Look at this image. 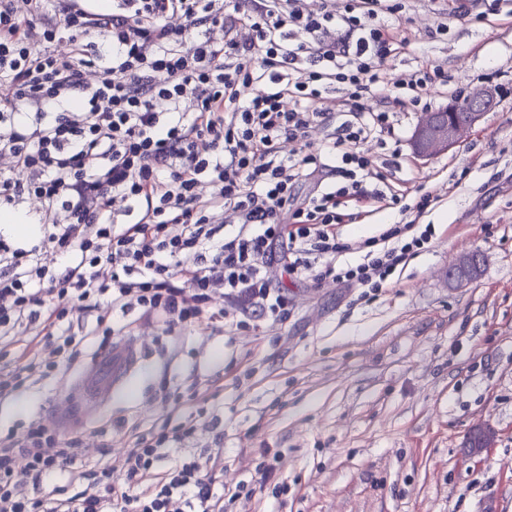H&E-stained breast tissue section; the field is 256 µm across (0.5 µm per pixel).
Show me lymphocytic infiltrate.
Wrapping results in <instances>:
<instances>
[{"label":"lymphocytic infiltrate","mask_w":512,"mask_h":512,"mask_svg":"<svg viewBox=\"0 0 512 512\" xmlns=\"http://www.w3.org/2000/svg\"><path fill=\"white\" fill-rule=\"evenodd\" d=\"M412 0H0V206L39 203L37 243L0 236V401L37 366L71 370L94 318L140 312L167 331L286 324L271 277L332 279L379 290L433 237L423 193L367 190L382 180L364 146L390 133L388 104L431 111L452 77L421 64L389 78L413 33ZM68 41L71 52L55 53ZM331 127L321 142L316 129ZM291 150H284V143ZM313 182L296 200L294 188ZM389 199L399 221L338 239L347 209ZM123 203L128 222L111 212ZM362 252L360 262L343 254ZM224 307L214 308L215 298ZM164 413L131 429L121 468L86 462L83 438L40 424L0 438V512H224L207 470L213 446L165 471L194 437L198 392H162ZM196 406L183 416L182 406ZM51 491H44V484Z\"/></svg>","instance_id":"lymphocytic-infiltrate-1"}]
</instances>
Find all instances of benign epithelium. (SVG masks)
Returning a JSON list of instances; mask_svg holds the SVG:
<instances>
[{
    "label": "benign epithelium",
    "instance_id": "1",
    "mask_svg": "<svg viewBox=\"0 0 512 512\" xmlns=\"http://www.w3.org/2000/svg\"><path fill=\"white\" fill-rule=\"evenodd\" d=\"M494 98L495 93L492 87L480 86L470 91V106L459 118L442 122L436 113H425V117L420 120L413 134L414 152L423 159H429L455 147L485 118L492 109ZM472 264L477 267V272H482L483 258L480 254L468 252L460 255L448 267V282L459 285L474 281L472 277L456 275L458 269ZM496 439L495 430L483 424L469 432L464 439L463 447L467 448L469 454L477 455L487 448L494 447Z\"/></svg>",
    "mask_w": 512,
    "mask_h": 512
}]
</instances>
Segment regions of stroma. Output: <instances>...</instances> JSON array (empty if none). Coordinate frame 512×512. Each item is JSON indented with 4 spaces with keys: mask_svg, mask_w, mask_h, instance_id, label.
<instances>
[{
    "mask_svg": "<svg viewBox=\"0 0 512 512\" xmlns=\"http://www.w3.org/2000/svg\"><path fill=\"white\" fill-rule=\"evenodd\" d=\"M432 8L416 0L411 25L422 37L395 68L447 66L453 80L433 93V111L486 74L512 87L507 5L481 0L484 19L456 20L437 39L425 35ZM390 120L392 134L368 149L394 191L420 185L439 196L424 218L434 230L428 249L367 298L328 280L280 278L296 311L282 327L170 334L137 320L124 331L139 345L132 374L82 428L120 416L150 425L163 412L152 399L160 384L183 392L216 383L224 446L212 475L228 495L241 482L255 489L227 512H512V97L428 160L411 146L416 113L399 110ZM359 212L337 226L339 238L375 236L398 219L367 203ZM471 250L484 256L481 277L449 287L445 268ZM98 344L91 336L82 366L63 378L37 380L0 403V434L35 419L51 423L96 363ZM477 423L493 426L497 443L468 459L461 443ZM265 448L282 453L288 490L279 496L259 485Z\"/></svg>",
    "mask_w": 512,
    "mask_h": 512,
    "instance_id": "stroma-1",
    "label": "stroma"
}]
</instances>
